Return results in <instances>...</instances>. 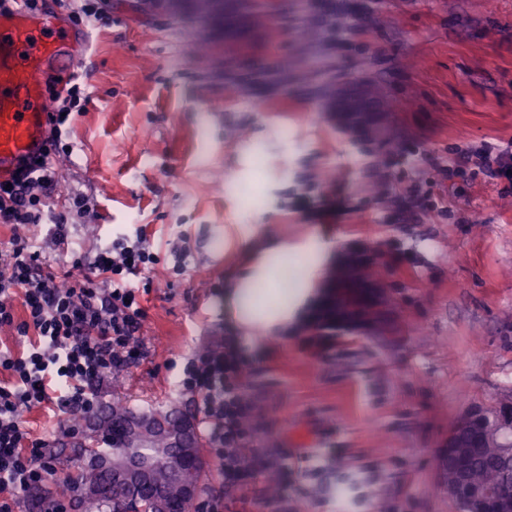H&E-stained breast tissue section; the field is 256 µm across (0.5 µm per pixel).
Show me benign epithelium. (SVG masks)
<instances>
[{
	"instance_id": "1",
	"label": "benign epithelium",
	"mask_w": 512,
	"mask_h": 512,
	"mask_svg": "<svg viewBox=\"0 0 512 512\" xmlns=\"http://www.w3.org/2000/svg\"><path fill=\"white\" fill-rule=\"evenodd\" d=\"M331 99L336 111L349 112L368 125L377 135L380 129L365 116L369 104L378 100L371 89L361 86L344 92L336 89ZM122 450L108 460H92V464L112 470V481L119 484H140L152 488L157 497L162 487L154 483L159 465L170 457L183 464H193L192 441L194 423L183 415L171 422L158 421L147 414H135L125 424ZM162 438L165 448H151V441ZM479 453L489 455L496 475L512 476V401H502L495 407L474 405L466 409L448 429L436 454V472L441 491L461 509V512H512V493L503 489L500 481L476 478L472 461Z\"/></svg>"
}]
</instances>
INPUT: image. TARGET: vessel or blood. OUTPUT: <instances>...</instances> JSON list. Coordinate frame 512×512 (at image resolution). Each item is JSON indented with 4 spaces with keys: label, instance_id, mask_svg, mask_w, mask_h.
<instances>
[{
    "label": "vessel or blood",
    "instance_id": "obj_1",
    "mask_svg": "<svg viewBox=\"0 0 512 512\" xmlns=\"http://www.w3.org/2000/svg\"><path fill=\"white\" fill-rule=\"evenodd\" d=\"M41 10L0 11V181L39 153L47 138L46 92L39 79L61 38L50 35Z\"/></svg>",
    "mask_w": 512,
    "mask_h": 512
}]
</instances>
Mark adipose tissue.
Listing matches in <instances>:
<instances>
[{"instance_id": "adipose-tissue-1", "label": "adipose tissue", "mask_w": 512, "mask_h": 512, "mask_svg": "<svg viewBox=\"0 0 512 512\" xmlns=\"http://www.w3.org/2000/svg\"><path fill=\"white\" fill-rule=\"evenodd\" d=\"M323 260L320 242L296 250L287 242L273 243L265 234L252 232L248 258L224 290L229 318L250 346L287 331L313 297ZM290 274L295 280L288 287L284 279Z\"/></svg>"}]
</instances>
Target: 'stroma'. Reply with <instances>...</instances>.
<instances>
[{
    "instance_id": "35a3bbf8",
    "label": "stroma",
    "mask_w": 512,
    "mask_h": 512,
    "mask_svg": "<svg viewBox=\"0 0 512 512\" xmlns=\"http://www.w3.org/2000/svg\"><path fill=\"white\" fill-rule=\"evenodd\" d=\"M253 3L281 26L278 41L250 28L230 39L222 20L129 0H107L110 23L88 28L77 81L92 101L65 136L63 168L94 216L72 234L108 239L139 224L160 258L143 300L144 354L102 404L196 416L200 398L177 380L224 338V288L249 228L326 246L321 303L341 293L354 251L374 274L355 289L352 339L315 356L305 330L270 336L255 361L251 512H270L258 496L273 465L287 470L288 512H337V487L355 512L391 502L457 512L438 488L436 450L470 405L512 397V185L428 176L455 154L512 140V0ZM309 15L318 38L303 57ZM367 81L393 105L377 137L345 126L325 96ZM326 168L336 213L310 222L296 207ZM386 168L390 185L370 195ZM315 448L329 458L313 460Z\"/></svg>"
}]
</instances>
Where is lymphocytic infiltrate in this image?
Wrapping results in <instances>:
<instances>
[{
    "instance_id": "obj_1",
    "label": "lymphocytic infiltrate",
    "mask_w": 512,
    "mask_h": 512,
    "mask_svg": "<svg viewBox=\"0 0 512 512\" xmlns=\"http://www.w3.org/2000/svg\"><path fill=\"white\" fill-rule=\"evenodd\" d=\"M91 100L80 85L52 94L51 129L38 156L24 163L10 184L0 183V224L12 236L0 248V329L16 330L27 344L0 341V512H22L29 493L56 470L47 440L25 429L22 417L35 408H55L84 418L101 408V385L116 371L138 363L145 308L142 296L159 262L143 227L85 251L70 240L74 218L91 214L81 192L63 195L60 208L49 201L63 179L69 153L62 127ZM46 224L44 237L32 227ZM66 248L69 265H54L52 251ZM357 299L344 292L319 308L307 323L311 350L336 348L343 322L352 321ZM182 391L200 395L209 453L234 487L253 474L257 457V408L248 399L252 375L237 337L226 336L185 366Z\"/></svg>"
}]
</instances>
